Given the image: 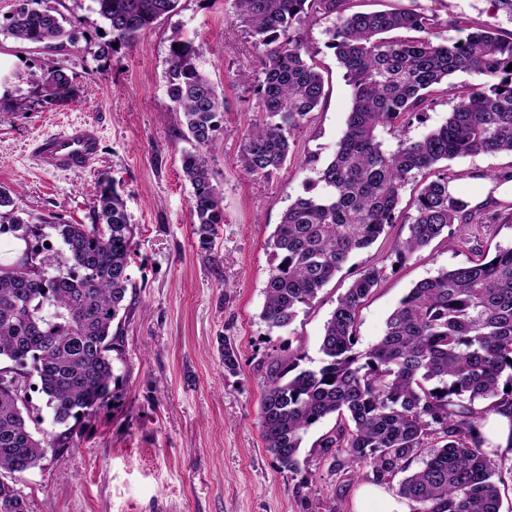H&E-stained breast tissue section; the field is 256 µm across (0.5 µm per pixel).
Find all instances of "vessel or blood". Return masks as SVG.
I'll return each mask as SVG.
<instances>
[{
	"mask_svg": "<svg viewBox=\"0 0 512 512\" xmlns=\"http://www.w3.org/2000/svg\"><path fill=\"white\" fill-rule=\"evenodd\" d=\"M99 142L95 124L73 122L62 132L35 138L31 143V155L43 171L79 172L96 157Z\"/></svg>",
	"mask_w": 512,
	"mask_h": 512,
	"instance_id": "obj_1",
	"label": "vessel or blood"
}]
</instances>
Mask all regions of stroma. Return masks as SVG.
<instances>
[{
    "label": "stroma",
    "mask_w": 512,
    "mask_h": 512,
    "mask_svg": "<svg viewBox=\"0 0 512 512\" xmlns=\"http://www.w3.org/2000/svg\"><path fill=\"white\" fill-rule=\"evenodd\" d=\"M419 2L435 12L444 44L461 36L447 25L453 16L512 32L511 21L492 16L488 0ZM331 25L315 13L302 27L318 53L325 97L297 134L292 157L268 178L240 170V143L259 112L250 86L236 76L257 77L260 66L234 21L233 0H179L135 46L101 57L84 49H22L0 32V108L8 112L0 122V188L18 215L32 224L90 223L91 191L102 182L115 187L137 226L131 309L112 354L120 399L85 421L77 448L46 457L21 476L17 487L29 512H324L331 501L337 512H355L366 479L332 470L313 448L334 419L308 431L304 463L289 473L266 451L258 418L269 355L294 354L303 366H318L324 324L352 280L349 269L337 272L287 330L269 331L260 318L272 263L268 241L284 211L333 158L352 109L345 71L326 46ZM177 39L199 47L198 65L226 101L210 153L224 223L207 249L194 233L192 189L181 170L192 144L167 92V61ZM53 61L77 87L76 98L63 105L44 103L36 90V78ZM20 97L32 101V109L11 113ZM88 120L102 139L88 167L78 173L36 168L33 138ZM419 186L416 180L405 186L399 224L353 258L388 269L362 310L358 349L380 340L389 315L417 283L466 263L471 239L489 253L512 245V223L455 224L448 240L396 264L392 245L407 233ZM228 342L239 355L233 374L224 370Z\"/></svg>",
    "instance_id": "1"
}]
</instances>
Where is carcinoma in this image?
Wrapping results in <instances>:
<instances>
[{
	"label": "carcinoma",
	"mask_w": 512,
	"mask_h": 512,
	"mask_svg": "<svg viewBox=\"0 0 512 512\" xmlns=\"http://www.w3.org/2000/svg\"><path fill=\"white\" fill-rule=\"evenodd\" d=\"M49 0H16L6 32L22 45L79 48L80 32ZM113 44L129 46L179 0H95ZM236 23L253 39L261 64L254 80L262 116L240 144L246 175L270 177L284 167L296 135L325 97L316 51L296 33L311 11L334 17L326 47L353 88V108L334 158L318 182L283 213L269 246L274 263L261 319L289 328L303 307L358 252L398 223L401 192L424 176L407 235L393 243L403 263L453 224L512 222V203L466 209L450 191L462 174L439 166L461 156L512 155V33L452 16L466 35L432 40L437 15L427 8L354 10V0H234ZM398 31L415 37H393ZM198 48L179 42L166 71L168 95L183 114L194 150L183 153L199 242L210 245L224 223L223 194L212 183L205 152L221 129L224 97L196 64ZM456 72L479 82L457 88ZM43 101L65 103L75 86L56 62L38 80ZM457 99L448 120L419 140L402 137L434 100ZM398 138L396 146L385 135ZM0 189V235L25 243L0 264V512H28L19 477L54 448L70 449L85 420L116 399L112 352L118 350L133 287L135 227L116 189H94V223L30 224ZM55 237L60 247L34 245ZM477 258L415 285L389 316L384 336L357 348L363 306L385 278L366 264L324 325L321 365L277 358L266 368L259 427L266 451L290 473L301 467L308 430L327 417L334 427L314 443L331 468L366 470L380 485L403 475L396 493L413 512H499L507 489L500 446L483 435L493 414L512 420V247ZM45 400L55 429L35 436L39 415L21 400L14 378ZM511 391H506V388Z\"/></svg>",
	"instance_id": "carcinoma-1"
}]
</instances>
